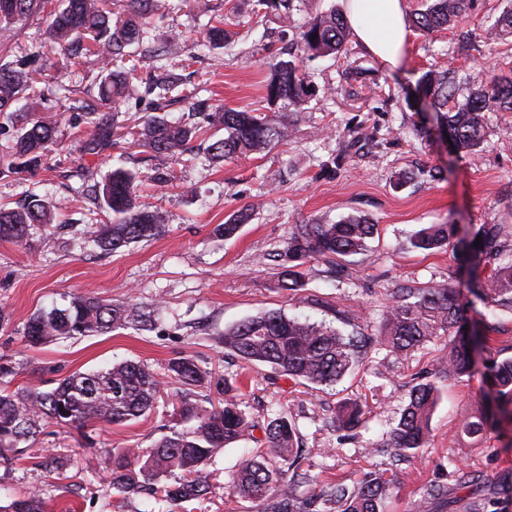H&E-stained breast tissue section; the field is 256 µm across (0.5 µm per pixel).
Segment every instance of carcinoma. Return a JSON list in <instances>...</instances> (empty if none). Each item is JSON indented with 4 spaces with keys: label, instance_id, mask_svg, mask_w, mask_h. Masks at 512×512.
<instances>
[{
    "label": "carcinoma",
    "instance_id": "carcinoma-1",
    "mask_svg": "<svg viewBox=\"0 0 512 512\" xmlns=\"http://www.w3.org/2000/svg\"><path fill=\"white\" fill-rule=\"evenodd\" d=\"M105 0H60L46 16L48 39L76 56L87 39L107 60L106 74L98 84L100 99L116 101L139 94L138 60L128 48L144 42L148 25L157 11L167 7L160 0H126L124 15L112 17ZM263 7L261 20L270 16L286 24L290 20L291 0H258ZM44 0H0V25L24 21L43 11ZM465 10V0H430L418 13L415 25L433 32L455 24ZM349 35L343 14L317 13L304 23L300 50L309 58L338 53ZM27 61L0 64V128L16 127L15 152L6 172L35 171L54 141L55 126L35 118L44 103V93L35 86L26 70ZM157 74L146 92H158L159 100L172 102L179 87L176 74L156 68ZM425 95L438 109L440 132L449 135L457 151H468L483 143L486 129L484 113L494 110L512 112V77L487 70L480 74L478 89L461 105L448 106L453 90L448 75L430 71L421 80ZM310 92L309 84L293 60H279L270 69L266 97L271 104L286 100L301 104ZM25 100L22 109L15 104ZM82 112L88 129L84 150L89 155L102 151L112 141L109 120L88 104L73 106ZM206 122L224 135L208 145L209 157L223 161L233 156L260 152L285 140L293 126L290 116L246 110L219 108L206 116ZM197 128L160 115H146L134 132L137 141L158 156L177 158L186 150ZM136 175L118 168L102 182L87 189L113 221L96 230L93 242L104 251L115 252L132 243L149 241L162 235L163 215L157 210L140 209L134 204ZM252 215V208L236 211L214 232L231 239ZM51 205L35 195L22 208L0 205V240L21 243L37 224H51ZM376 232L368 217L350 215L335 224H296L289 233L287 247L274 254L281 260L277 278L281 289L296 295L306 286L305 265L316 260L335 268L336 275H350L341 263L345 256L365 249ZM453 227L432 224L418 232L413 248L432 252L448 244ZM481 244L471 247L472 272L494 261L502 253L512 229L504 224H485L479 230ZM468 292L484 304H512V264L501 266L478 285L466 284L462 290L437 284L428 288L399 287L393 291L392 304L375 332L370 334L341 331L322 324L301 322L280 311H268L244 320L226 330L219 343L224 353L250 364H265L292 381L314 386H333L359 365L367 345L383 346L403 355L424 342L448 336V354L435 370L437 375H465L474 363V351L487 348L489 336L482 331L467 333L463 325L461 303ZM146 314L134 305L111 304L95 296H77L65 308H53L33 314L25 328L28 345L36 348L62 337L91 336L128 324L140 323ZM502 406H512V358L493 360L488 366ZM171 378L183 390L176 412L164 425L165 433L148 450L127 448L112 458V488L125 493L146 492L159 501L176 506L196 500L209 490L207 462L224 447L244 440L260 443L256 452L245 457L232 474V493L264 505L262 512H380L384 498L392 489L391 480L370 472L356 485L335 484L328 489L300 498L295 493L299 481L308 476L298 472L294 456L297 440L295 424L285 415H277L262 426L254 423L242 409L233 387L224 384V403L205 406L207 399L194 391L205 377L191 358H180L169 366ZM162 387L152 369L142 361L124 360L99 371H74L58 380L49 390L22 387L14 391L0 389V460L10 463V453L18 451L40 433L42 425L53 421L76 429L91 421L123 425L149 414ZM437 400L432 382L411 387L391 437L384 449L397 462L409 458L412 450L425 447ZM361 411L355 403L340 405L332 421L345 429L360 423ZM261 429L263 438L254 436ZM282 465H276V460ZM178 472L173 484L163 480ZM0 512H45L42 499L28 496Z\"/></svg>",
    "mask_w": 512,
    "mask_h": 512
}]
</instances>
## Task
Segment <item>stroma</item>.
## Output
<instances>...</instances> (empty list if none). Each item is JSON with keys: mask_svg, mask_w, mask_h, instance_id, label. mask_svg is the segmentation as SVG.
<instances>
[{"mask_svg": "<svg viewBox=\"0 0 512 512\" xmlns=\"http://www.w3.org/2000/svg\"><path fill=\"white\" fill-rule=\"evenodd\" d=\"M256 0H185L181 10L154 22L144 45L179 52L186 97L164 113L179 120L191 107L223 106L265 113L297 112L294 131L274 148L213 163L202 129L189 152L159 159L132 133L152 113L156 95L100 105L112 116L111 147L83 150L84 124L69 93L89 92L96 102L103 63L96 53L73 58L51 44L44 16L0 30V60H28V70L47 96L43 111L56 138L43 165L27 173L0 176V204L9 207L31 195H49L59 206L58 222L33 230L24 243L0 241V358L11 362L10 388H52L80 371L108 368L121 360L147 363L163 383L153 413L125 427L96 424L79 432L50 425L12 465L0 464V505L39 495L46 512H155L154 499L113 489L112 456L133 446L148 447L162 434L181 390L171 379L174 359H194L204 374L242 390L248 417L263 423L275 414L293 417L304 450L309 483L305 496L327 485L358 483L382 472L395 484L380 512H512V414L494 408L486 380L490 358L512 357V308L476 303L464 315L475 329L491 326L489 347L476 355L472 376L437 379L439 399L424 448L409 461H391L381 447L408 401L412 384L432 377L448 339H431L407 356L371 348L363 363L333 387H307L277 375L266 365L225 356L218 338L225 328L262 312L341 327L340 314H355L370 332L400 286L458 284L466 278L465 246L484 224L512 228V112L491 111L483 143L458 152L442 137L436 113L419 94L428 70L448 72L455 102H464L474 76L493 70L512 76V36L491 30L512 0H466L460 21L424 33L409 28L407 51L398 67L368 54L348 37L337 56L310 59L297 47L311 15L341 9L340 0H293L288 27L270 21L254 26ZM221 23L232 38L223 48L205 40L208 21ZM296 60L314 93L299 109L268 104L264 84L276 60ZM137 171L136 201L160 210L163 236L110 252L91 240L106 212L95 209L81 188L105 180L112 169ZM253 206L252 219L236 237L213 234L234 211ZM363 215L378 226L366 251L346 257L350 276L329 273L314 261L299 295L277 286L274 252L284 250L292 226L333 224ZM430 224L456 228L446 248L432 253L410 241ZM52 236L51 247L40 243ZM80 295L153 311L149 330L133 327L103 335L27 346L24 329L41 309L63 307ZM357 402L356 429L330 418L344 401ZM490 411L483 435L463 433L466 416ZM254 441L231 444L207 465L211 489L204 500L180 503L174 512H260L259 504L235 496L229 481ZM58 459L59 470L40 467ZM471 482L460 487V472Z\"/></svg>", "mask_w": 512, "mask_h": 512, "instance_id": "35a3bbf8", "label": "stroma"}]
</instances>
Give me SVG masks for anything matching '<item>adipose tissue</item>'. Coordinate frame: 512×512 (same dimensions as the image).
I'll list each match as a JSON object with an SVG mask.
<instances>
[{
  "mask_svg": "<svg viewBox=\"0 0 512 512\" xmlns=\"http://www.w3.org/2000/svg\"><path fill=\"white\" fill-rule=\"evenodd\" d=\"M343 13L372 56L393 67L401 62L407 43L404 0H343Z\"/></svg>",
  "mask_w": 512,
  "mask_h": 512,
  "instance_id": "ef3b65f1",
  "label": "adipose tissue"
}]
</instances>
